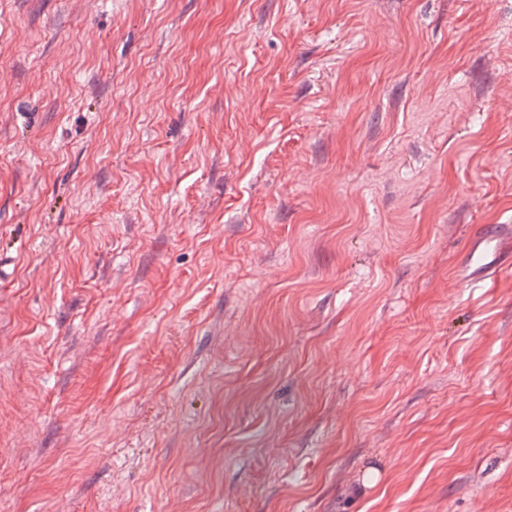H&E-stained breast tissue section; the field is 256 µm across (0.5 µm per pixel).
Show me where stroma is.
I'll use <instances>...</instances> for the list:
<instances>
[{"label":"stroma","instance_id":"stroma-1","mask_svg":"<svg viewBox=\"0 0 512 512\" xmlns=\"http://www.w3.org/2000/svg\"><path fill=\"white\" fill-rule=\"evenodd\" d=\"M512 0H0V512H512ZM484 243L485 247L483 250H479L480 244ZM472 252L471 260L479 269L482 270L486 278L490 277L494 272L493 266L490 262H487V251L491 250L495 255L504 257L511 261L512 258V238L509 232L505 234H487L484 233L483 240Z\"/></svg>","mask_w":512,"mask_h":512}]
</instances>
